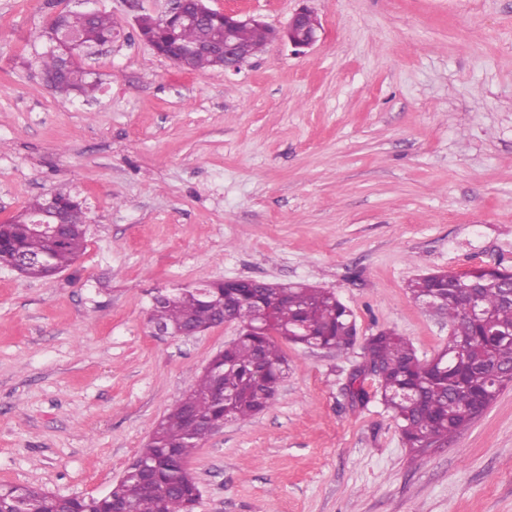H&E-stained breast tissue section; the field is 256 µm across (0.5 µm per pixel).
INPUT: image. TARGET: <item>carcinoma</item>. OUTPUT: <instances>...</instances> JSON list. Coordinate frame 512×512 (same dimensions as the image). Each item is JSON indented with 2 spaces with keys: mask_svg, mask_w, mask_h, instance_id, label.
<instances>
[{
  "mask_svg": "<svg viewBox=\"0 0 512 512\" xmlns=\"http://www.w3.org/2000/svg\"><path fill=\"white\" fill-rule=\"evenodd\" d=\"M57 29L72 36L78 53L117 36L116 23L100 10L91 17L76 11L61 13L49 20L41 36L47 39ZM141 35L160 47L170 40L187 45L205 42L216 31L207 25L174 27L154 18ZM39 63L55 96L93 99L101 89V79L80 68L61 74L52 51L40 54ZM56 197L74 203L66 241L53 246L25 226L45 211L47 199H33L16 217L0 224V264L14 262L16 248L33 256L48 253L49 265L24 267V277L43 280L64 271L82 255L86 209L67 190L57 191ZM477 275L482 277L485 309L480 320L472 319L465 309ZM511 280L512 270L500 267L491 273L474 268L410 280L407 288L412 299L418 303L434 299L436 312L448 319L452 330L448 345L429 362H422L414 346L391 331L381 330L364 340L381 401L392 411L408 448L420 452L428 443L436 448L447 445L478 418L466 400L467 392L481 394L489 405L512 385V303L505 297ZM205 289V294L196 288L159 292L153 298L150 320L171 330L209 325L215 319L216 303L222 300L224 316L247 327L249 334L209 360L211 369L195 378L134 458L151 470L150 483L129 476L112 489V496L134 512H194L198 484L182 462L193 454L198 441L210 435L207 423L251 419L274 405L288 372V359L273 337L264 333L265 325L286 341L306 347L347 352L358 342L352 311L323 288L242 279L212 283ZM0 501L13 512H55L60 507L50 492L10 484L0 485ZM74 507L79 512H103L108 501L79 497Z\"/></svg>",
  "mask_w": 512,
  "mask_h": 512,
  "instance_id": "obj_1",
  "label": "carcinoma"
}]
</instances>
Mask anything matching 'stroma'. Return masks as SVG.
<instances>
[{
    "instance_id": "35a3bbf8",
    "label": "stroma",
    "mask_w": 512,
    "mask_h": 512,
    "mask_svg": "<svg viewBox=\"0 0 512 512\" xmlns=\"http://www.w3.org/2000/svg\"><path fill=\"white\" fill-rule=\"evenodd\" d=\"M320 20L238 72L186 71L141 40L165 0H98L119 35L85 59L98 99L46 90L38 38L76 0H0V222L68 188L86 249L44 281L0 268V484L98 497L237 324L156 333L159 291L303 282L424 359L445 318L406 285L512 266V0H210L273 26ZM274 405L189 458L195 512H512V386L447 446L406 447L362 347L287 341Z\"/></svg>"
}]
</instances>
